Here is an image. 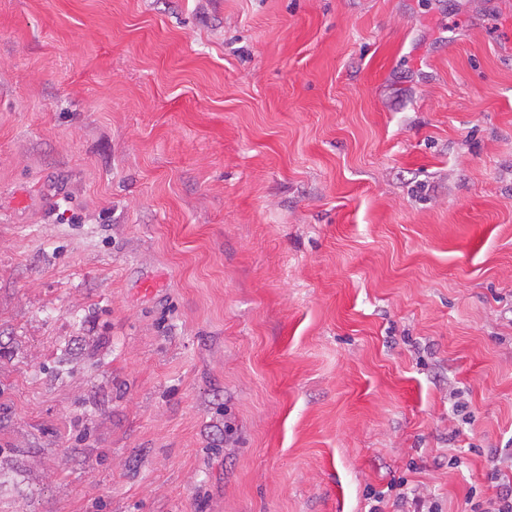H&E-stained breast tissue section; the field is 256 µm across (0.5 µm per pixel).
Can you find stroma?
Wrapping results in <instances>:
<instances>
[{
  "mask_svg": "<svg viewBox=\"0 0 512 512\" xmlns=\"http://www.w3.org/2000/svg\"><path fill=\"white\" fill-rule=\"evenodd\" d=\"M512 449V0H0V512H470Z\"/></svg>",
  "mask_w": 512,
  "mask_h": 512,
  "instance_id": "obj_1",
  "label": "stroma"
}]
</instances>
